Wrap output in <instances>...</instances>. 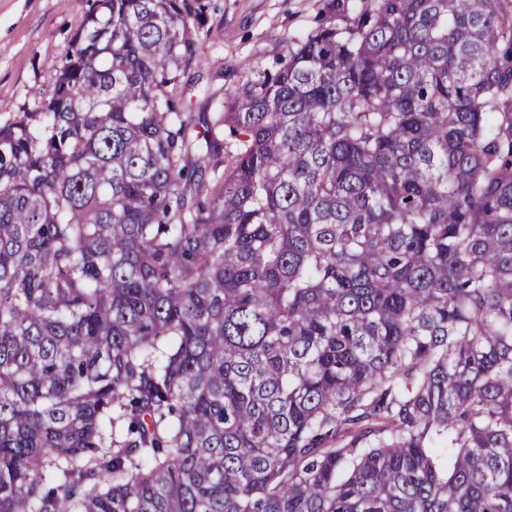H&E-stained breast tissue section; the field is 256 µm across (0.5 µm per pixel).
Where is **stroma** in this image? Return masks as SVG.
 Instances as JSON below:
<instances>
[{
	"label": "stroma",
	"instance_id": "35a3bbf8",
	"mask_svg": "<svg viewBox=\"0 0 512 512\" xmlns=\"http://www.w3.org/2000/svg\"><path fill=\"white\" fill-rule=\"evenodd\" d=\"M332 0H210L199 35L201 61L187 78L186 101L203 111L207 96L223 100L245 68L274 69L297 38L325 23ZM86 0H0V124L34 110V89L49 91Z\"/></svg>",
	"mask_w": 512,
	"mask_h": 512
}]
</instances>
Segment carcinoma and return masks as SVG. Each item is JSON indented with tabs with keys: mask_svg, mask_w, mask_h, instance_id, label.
Returning a JSON list of instances; mask_svg holds the SVG:
<instances>
[{
	"mask_svg": "<svg viewBox=\"0 0 512 512\" xmlns=\"http://www.w3.org/2000/svg\"><path fill=\"white\" fill-rule=\"evenodd\" d=\"M331 8L196 114L93 0L0 126V512H512V0Z\"/></svg>",
	"mask_w": 512,
	"mask_h": 512,
	"instance_id": "cac0c4a2",
	"label": "carcinoma"
}]
</instances>
